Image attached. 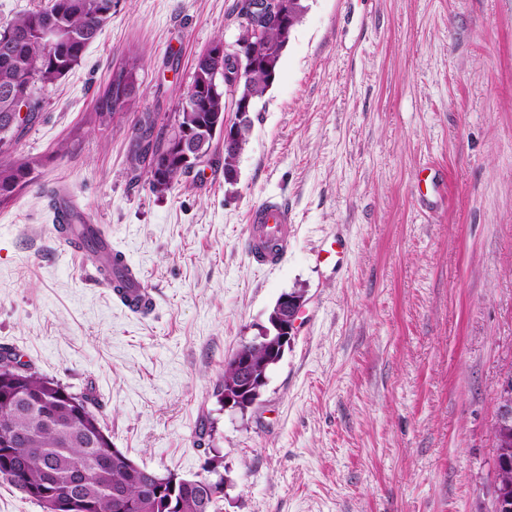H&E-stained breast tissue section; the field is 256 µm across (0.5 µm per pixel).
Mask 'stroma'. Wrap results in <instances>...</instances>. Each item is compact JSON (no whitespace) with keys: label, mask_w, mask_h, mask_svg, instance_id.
Wrapping results in <instances>:
<instances>
[{"label":"stroma","mask_w":512,"mask_h":512,"mask_svg":"<svg viewBox=\"0 0 512 512\" xmlns=\"http://www.w3.org/2000/svg\"><path fill=\"white\" fill-rule=\"evenodd\" d=\"M236 2L113 0L47 88L16 146L31 180L0 204V345L93 399L139 466L194 479L219 455V512H488L512 369V0H308L236 182L219 138L153 193L132 136L147 113L156 133L173 124L198 55L237 39ZM131 52L135 95L100 124ZM61 187L137 266L149 314L63 245ZM270 197L295 224L282 262L261 269L243 242ZM298 289L299 325L261 397L224 407L226 361ZM499 411L495 421L498 435L495 438L497 455L512 452V372L505 373L499 385Z\"/></svg>","instance_id":"35a3bbf8"}]
</instances>
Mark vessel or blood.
<instances>
[{"mask_svg": "<svg viewBox=\"0 0 512 512\" xmlns=\"http://www.w3.org/2000/svg\"><path fill=\"white\" fill-rule=\"evenodd\" d=\"M292 230V215L284 203L277 200L261 203L248 215L247 254L259 265L276 266L288 251ZM71 239L73 250L94 249L98 265H111L113 279L124 281L125 288L118 299L125 308L135 314L150 309L152 298L139 272L123 252L113 249L112 240L103 228L85 225Z\"/></svg>", "mask_w": 512, "mask_h": 512, "instance_id": "1", "label": "vessel or blood"}]
</instances>
